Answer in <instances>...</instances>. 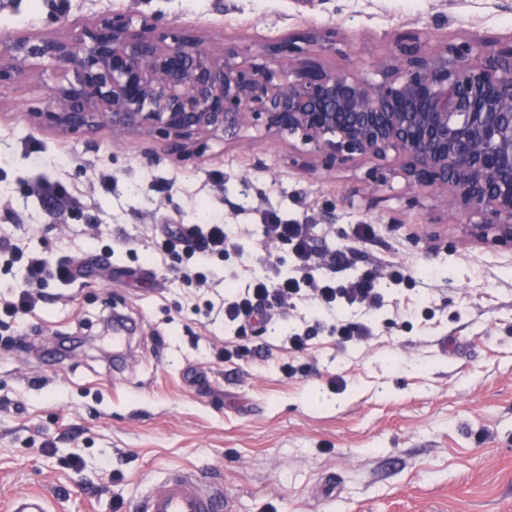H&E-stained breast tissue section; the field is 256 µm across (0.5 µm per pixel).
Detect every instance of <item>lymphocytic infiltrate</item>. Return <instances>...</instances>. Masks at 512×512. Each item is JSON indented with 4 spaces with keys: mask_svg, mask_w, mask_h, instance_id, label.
Masks as SVG:
<instances>
[{
    "mask_svg": "<svg viewBox=\"0 0 512 512\" xmlns=\"http://www.w3.org/2000/svg\"><path fill=\"white\" fill-rule=\"evenodd\" d=\"M262 234L265 238L291 245L296 256L294 269L292 273L285 274L276 267H269L265 277L252 280L242 291L225 298V322L246 321L270 305L285 308L309 296L315 298L317 310L331 313L344 308L383 307L384 297L373 278H358L340 289L327 284L326 272L346 268L350 263V252L345 248L330 252L319 249L311 225L283 224L274 220L264 225ZM163 247L167 250L181 249L190 270L202 283L207 280L205 269L213 258L223 257L230 251L246 263L255 258L254 253L246 251L227 234L223 225L216 223L175 225L169 230ZM26 271L31 290L1 307L13 317L26 316L36 309L40 301L36 286L53 277L68 278L73 274L71 268L53 264L41 256L28 257Z\"/></svg>",
    "mask_w": 512,
    "mask_h": 512,
    "instance_id": "lymphocytic-infiltrate-1",
    "label": "lymphocytic infiltrate"
}]
</instances>
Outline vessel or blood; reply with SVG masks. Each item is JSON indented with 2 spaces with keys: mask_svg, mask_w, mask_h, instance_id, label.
<instances>
[{
  "mask_svg": "<svg viewBox=\"0 0 512 512\" xmlns=\"http://www.w3.org/2000/svg\"><path fill=\"white\" fill-rule=\"evenodd\" d=\"M229 501L220 487L188 472L168 475L160 487L150 490L139 507L140 512H228ZM9 512H50L48 498L29 492L13 498Z\"/></svg>",
  "mask_w": 512,
  "mask_h": 512,
  "instance_id": "b4317fda",
  "label": "vessel or blood"
}]
</instances>
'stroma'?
I'll return each mask as SVG.
<instances>
[{"mask_svg": "<svg viewBox=\"0 0 512 512\" xmlns=\"http://www.w3.org/2000/svg\"><path fill=\"white\" fill-rule=\"evenodd\" d=\"M112 10L208 44L336 30V66L358 71L398 33H512L502 0H0V34L61 37L65 22ZM64 80L36 59L0 81V241L82 264L73 281H48L35 314H0V506L37 490L51 512H132L192 471L233 512H512V251L474 242L472 216L388 170L325 172L259 125L177 161L147 133L116 142L107 127L31 123ZM44 180L68 202L45 199ZM211 215L285 273L292 248L266 244L261 225H313L320 248L352 251L334 286L375 277L384 307L311 319L306 304L274 306L250 337L267 355L219 360L236 329L207 307L262 267L229 254L202 286L156 241L164 224ZM114 312L136 325L118 367L101 332ZM341 319L372 338L340 346ZM304 322L307 350H288Z\"/></svg>", "mask_w": 512, "mask_h": 512, "instance_id": "obj_1", "label": "stroma"}]
</instances>
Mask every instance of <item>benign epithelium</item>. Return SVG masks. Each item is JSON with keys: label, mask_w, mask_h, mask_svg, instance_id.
Returning a JSON list of instances; mask_svg holds the SVG:
<instances>
[{"label": "benign epithelium", "mask_w": 512, "mask_h": 512, "mask_svg": "<svg viewBox=\"0 0 512 512\" xmlns=\"http://www.w3.org/2000/svg\"><path fill=\"white\" fill-rule=\"evenodd\" d=\"M335 55L331 35L206 45L112 11L59 38L7 37L0 78L29 59L73 71L51 90L48 111L28 114L71 135L156 133L182 158L260 124L300 139L328 171L393 165L409 188L479 217L476 240L512 251V35L410 33L369 74L332 65Z\"/></svg>", "instance_id": "benign-epithelium-1"}]
</instances>
